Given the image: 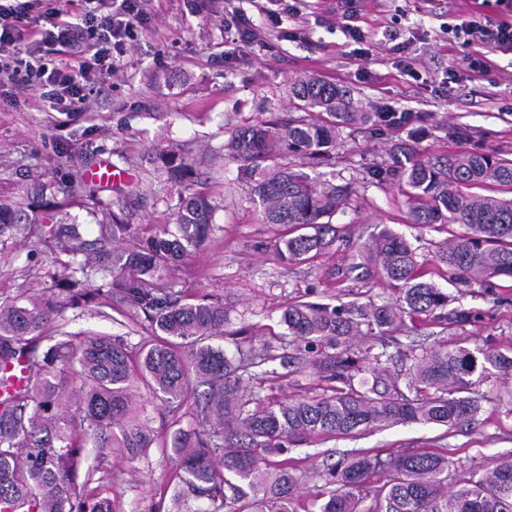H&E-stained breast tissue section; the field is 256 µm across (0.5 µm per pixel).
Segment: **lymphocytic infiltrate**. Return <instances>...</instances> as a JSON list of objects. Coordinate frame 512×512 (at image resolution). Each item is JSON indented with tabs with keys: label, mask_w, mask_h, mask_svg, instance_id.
Wrapping results in <instances>:
<instances>
[{
	"label": "lymphocytic infiltrate",
	"mask_w": 512,
	"mask_h": 512,
	"mask_svg": "<svg viewBox=\"0 0 512 512\" xmlns=\"http://www.w3.org/2000/svg\"><path fill=\"white\" fill-rule=\"evenodd\" d=\"M499 18L489 23L462 17L448 32L465 48L468 68L484 72L490 52L512 50V0H495ZM32 0H0V90L27 86L57 112L82 111L100 94L97 78L112 71V44L131 32L143 16L141 0H79V9L63 18L46 9L39 25L28 20ZM68 54L65 69L45 68L44 55Z\"/></svg>",
	"instance_id": "obj_1"
}]
</instances>
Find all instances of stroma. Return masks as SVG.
<instances>
[{
  "label": "stroma",
  "mask_w": 512,
  "mask_h": 512,
  "mask_svg": "<svg viewBox=\"0 0 512 512\" xmlns=\"http://www.w3.org/2000/svg\"><path fill=\"white\" fill-rule=\"evenodd\" d=\"M357 6L360 26L371 38L364 60L351 54L335 0H308L297 16L283 2L271 18L260 0H243L244 25L263 32L262 43L253 45L226 26L224 0H146L144 21L112 51L118 68L103 78L104 94L90 99L85 111L50 110L30 91L0 103V196H16L35 172L77 196L79 174L106 161L121 177L104 186L102 199L147 236L175 219L174 191L153 164L156 150L193 159L196 174L188 190L213 198L217 229L205 249L180 264L177 288L196 300L224 302L230 333L215 344L229 352L242 325L279 332L280 310L289 303L336 306L364 291L388 297L379 282H326L325 268L337 261L333 255L311 264L282 263L279 228L262 223L260 207L224 143L235 128L297 117L294 89L310 78L346 87L361 111L408 112L399 130L381 120L343 128L328 162L316 165L294 156L288 162L313 179L350 185L349 205L333 221L349 225L353 238L369 239L387 226L416 246L420 260H429L443 234L408 223L397 172L408 157L451 151H495L512 158V52L493 54L490 74L481 76L468 70L458 45L442 32L458 16L486 13L483 0H358ZM393 26L408 40L405 51L383 40V31ZM407 55L414 57L420 81L398 70ZM450 71L457 80L448 84ZM64 259L52 243L35 237L12 247L0 260V294L44 283L46 272ZM439 286L474 315L461 335L479 345L512 346V280L472 287L443 280ZM61 322L67 331L110 335L131 347L152 331L142 311L116 309L102 299L66 310ZM479 390L488 401L470 426L398 424L294 446L291 457L304 463L301 505L309 506L323 491L325 465L350 449H446L452 485L512 456V379L492 378ZM136 404L158 433L175 422L185 429L199 425L191 416L176 417L146 387L138 388ZM88 464L87 490L111 498L115 512H154L159 506L165 512H201L209 505L203 497L174 500L175 465L163 449L152 447L135 458L116 449L104 458L90 457Z\"/></svg>",
  "instance_id": "35a3bbf8"
}]
</instances>
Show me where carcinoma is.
Returning <instances> with one entry per match:
<instances>
[{"instance_id": "carcinoma-1", "label": "carcinoma", "mask_w": 512, "mask_h": 512, "mask_svg": "<svg viewBox=\"0 0 512 512\" xmlns=\"http://www.w3.org/2000/svg\"><path fill=\"white\" fill-rule=\"evenodd\" d=\"M304 112L285 126L255 124L231 132L224 144L239 164L266 224L284 230L278 253L290 264L313 263L330 252L357 254L329 269L338 284L356 274L389 287L392 301L353 303L330 309L294 302L281 310L291 340L279 347H236L228 355L210 340L227 334L229 313L220 301L184 302L172 279L178 264L203 249L215 231L217 205L203 193L178 194L175 231L144 237L112 211L100 188L85 187L88 213L101 235L123 242L117 252L93 251L81 225L55 201V183L34 173L19 201L0 198V252L4 238L24 240L50 225L55 247L71 256L62 270L46 272L41 289L23 285L0 301V371L24 361L25 387L0 408V504H26L27 512H114L112 501L77 483L97 454L118 448L134 458L156 441L172 452L178 481L214 510L296 512L298 466L288 456L295 442L346 437L397 423L448 429L474 422L482 411L475 388L512 373V347L470 348L464 340L433 337L410 341L407 373L390 367L405 319L437 321L448 293L427 279L406 237L385 227L363 245L332 223L344 211L350 187L313 182L280 162L286 154L317 163L336 147L339 129L366 125L373 116L354 109L349 90L317 78L300 84ZM157 170L182 189L194 168L183 155L155 152ZM407 220L438 224L448 234L434 253L440 275L468 287L512 279V158L491 152H453L434 160L414 158L401 172ZM473 186L484 194L469 192ZM100 283L89 285L90 273ZM141 310L152 323L133 351L110 336L79 337L62 329L48 336L68 308L93 296ZM471 320L464 308L443 317L454 329ZM280 361L288 373L308 371L326 384L323 394L262 398L247 384H262L264 366ZM142 382L209 423L203 431L176 429L158 439L135 411L132 392ZM207 390L197 393V387ZM443 448L369 450L326 466V491L317 512H512V457L472 474L448 489ZM381 476L372 503L364 506L372 479Z\"/></svg>"}]
</instances>
